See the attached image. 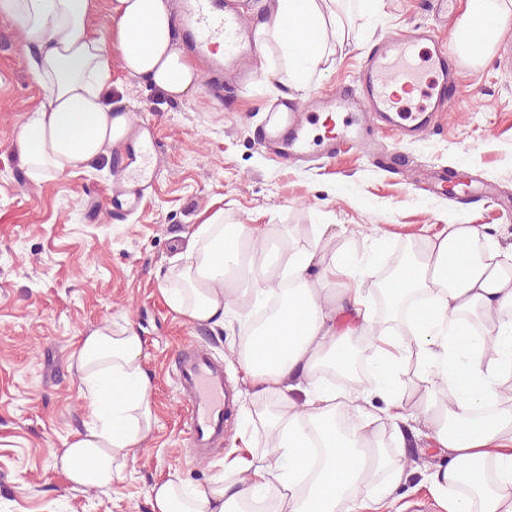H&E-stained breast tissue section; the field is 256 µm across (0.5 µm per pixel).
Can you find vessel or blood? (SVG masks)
Instances as JSON below:
<instances>
[{
	"label": "vessel or blood",
	"instance_id": "obj_1",
	"mask_svg": "<svg viewBox=\"0 0 512 512\" xmlns=\"http://www.w3.org/2000/svg\"><path fill=\"white\" fill-rule=\"evenodd\" d=\"M178 10L195 52L212 70L238 61L244 46L238 14L225 11L221 0H179ZM423 39L417 32L386 37L372 47L351 86L308 102L271 104L262 140L281 145L288 155L311 156L359 140L376 121L406 134L424 133L437 113L450 110L457 89L447 48L437 41L421 52ZM176 367L187 395L191 443L197 450L210 447L224 438L223 368L193 347L178 352Z\"/></svg>",
	"mask_w": 512,
	"mask_h": 512
}]
</instances>
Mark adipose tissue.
Returning <instances> with one entry per match:
<instances>
[{"label": "adipose tissue", "mask_w": 512, "mask_h": 512, "mask_svg": "<svg viewBox=\"0 0 512 512\" xmlns=\"http://www.w3.org/2000/svg\"><path fill=\"white\" fill-rule=\"evenodd\" d=\"M337 0H262L253 23L260 52L277 45L284 70L269 80L302 92L327 57ZM97 0H0L24 43L36 46L32 70L46 95L29 110L13 141L32 179L90 168L107 148L126 142L128 112L106 100L114 68L142 78L170 97L199 89L201 71L177 42L170 0H110L109 37L90 18ZM512 22V0H468L455 36L469 50L472 30L496 41ZM257 224H228L217 211L199 224L170 271L168 305L191 323L228 312V299L278 301L264 327L251 329L238 361L273 400L260 420L275 439L274 458H234L240 479L192 489L177 479L151 489V512H378L371 480L390 459L371 428L380 398L392 425L424 424L447 465L428 481L447 512H512V398L502 386L512 375V245L493 246L485 226L448 224L405 262L385 294L404 309L407 330L376 327L365 298L377 271L365 259L335 260L315 253L280 265L262 250ZM318 277H311V264ZM339 285L329 294L327 285ZM365 341L367 386L339 392L321 375L325 366L350 369L354 338ZM144 341L132 325L104 322L79 343L76 371L89 423L55 461L78 486L111 489L151 428L152 386ZM416 361L423 392L413 407L399 396L397 373ZM302 390L303 402L292 399ZM352 418L341 433L337 416Z\"/></svg>", "instance_id": "ef3b65f1"}]
</instances>
